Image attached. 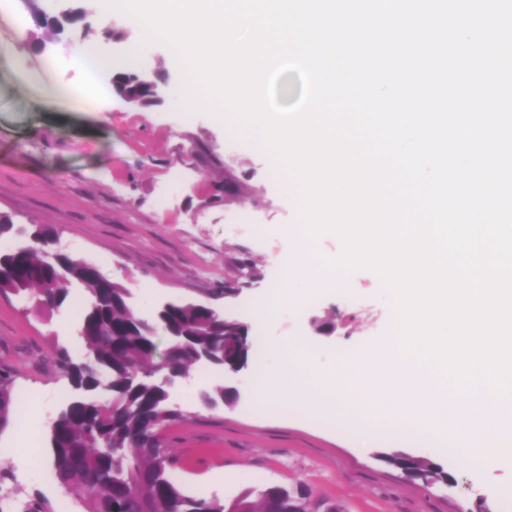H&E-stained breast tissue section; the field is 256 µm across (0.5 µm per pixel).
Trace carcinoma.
Returning a JSON list of instances; mask_svg holds the SVG:
<instances>
[{"mask_svg":"<svg viewBox=\"0 0 512 512\" xmlns=\"http://www.w3.org/2000/svg\"><path fill=\"white\" fill-rule=\"evenodd\" d=\"M36 27L45 41L63 34L66 24L44 20ZM118 85L139 84L129 71L116 72ZM140 96L150 107V86L139 84ZM39 248H24L0 262L13 269V277L0 282V293L30 296L36 290L35 307H60L68 298L69 285L76 283L88 295L83 310L81 339L87 355L78 359L65 347L52 350V362L77 391L50 426V466L57 482L72 489L85 512H285L288 488L271 485L256 492L248 490L225 503L205 495H190L171 475L177 457L166 438L157 433L184 418L180 410L166 405V396L153 382L131 381L145 371L190 373L197 365L196 355L205 349H218L229 360L242 352L241 337L249 327L235 320L222 319L205 309L174 308L155 323L138 318L126 297L127 288L108 282L88 263L71 261L53 270L45 260V246L52 231L37 225ZM166 337L160 361L156 337ZM15 365L0 360V433L12 423L19 407ZM205 404L236 403L224 385L203 393ZM390 463L411 477L430 485L443 476L441 469L425 458H407L398 453Z\"/></svg>","mask_w":512,"mask_h":512,"instance_id":"carcinoma-1","label":"carcinoma"}]
</instances>
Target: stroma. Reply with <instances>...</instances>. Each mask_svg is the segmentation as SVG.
<instances>
[{"instance_id":"obj_1","label":"stroma","mask_w":512,"mask_h":512,"mask_svg":"<svg viewBox=\"0 0 512 512\" xmlns=\"http://www.w3.org/2000/svg\"><path fill=\"white\" fill-rule=\"evenodd\" d=\"M90 40L98 51L108 31L126 43L140 34L121 13L104 17L97 0H81ZM38 29L19 0H0V212L19 224H43L70 253L132 290L136 314L151 317L162 301L203 304L249 323L250 302L277 287L289 254L341 250L331 234L317 242L283 231L299 224V198L286 178L271 174L272 157L257 129L230 135L218 123L217 105L185 111L176 93L188 84L183 64L167 43L143 47L140 61L163 75L172 91L164 104L134 108L115 95L93 101L74 89L78 68L64 54L72 32L38 48ZM241 189L225 195L224 183ZM261 234H253L252 225ZM249 261L250 274L239 269ZM330 287L303 314L281 311L262 329L250 330L246 386L231 406L205 408L201 390L223 382L205 367L170 392L184 411L166 427L179 459L173 476L191 495L230 501L269 485L305 484L313 512L333 503L345 512H512V458L488 471L460 466L452 445L356 416L336 418L293 406L256 407V374L280 369L279 344L301 337L317 361L338 366L395 334L390 292L368 269L323 270ZM236 288L233 296L225 287ZM85 295L71 287L68 301L50 314L33 302L0 294V359L15 362L16 390L28 402L18 425L0 435V512H18L43 498L53 512H83L76 494L62 495L48 465L32 471L31 455L48 457V434L70 392L50 361L55 346L84 354L79 323ZM392 452L424 457L443 466L449 483L424 485L384 461Z\"/></svg>"}]
</instances>
